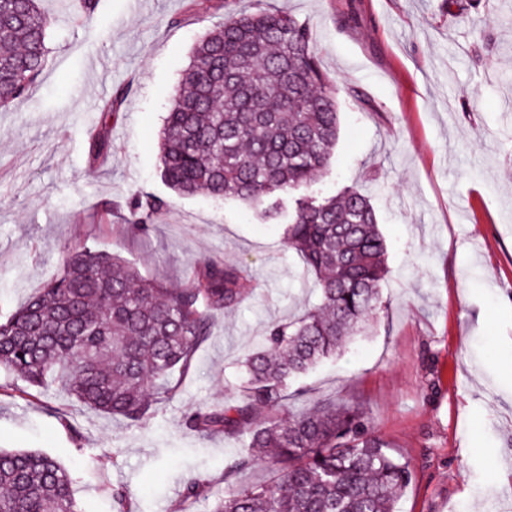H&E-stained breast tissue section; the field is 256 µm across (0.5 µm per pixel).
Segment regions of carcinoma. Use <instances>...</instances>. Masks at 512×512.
I'll list each match as a JSON object with an SVG mask.
<instances>
[{"mask_svg": "<svg viewBox=\"0 0 512 512\" xmlns=\"http://www.w3.org/2000/svg\"><path fill=\"white\" fill-rule=\"evenodd\" d=\"M42 0H0V106L23 99L46 61L52 17ZM336 88L320 70L308 23L271 8L229 10L193 48L160 136V176L183 196L231 194L270 220L283 197L329 168L339 138ZM111 153L105 129L90 140ZM165 204L130 202L128 228L144 234ZM286 247L316 278L317 304L267 326L244 361L237 391L217 408L198 407L182 425L200 435L265 450L269 478L235 488L255 463L247 452L224 466L223 491L206 475L189 478L180 512L213 499L211 512H396L412 481L409 462L369 434L349 403L295 412L288 387L336 355L381 304L386 246L370 200L355 188L318 202L297 198ZM256 291L243 267L208 258L167 287L87 245L64 257L36 295L0 321V367L15 391L57 386L71 401L140 426L153 403L179 388L217 318ZM70 471L35 451L0 450V512H80ZM115 512H138L129 492H112Z\"/></svg>", "mask_w": 512, "mask_h": 512, "instance_id": "carcinoma-1", "label": "carcinoma"}]
</instances>
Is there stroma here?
Returning a JSON list of instances; mask_svg holds the SVG:
<instances>
[{
	"label": "stroma",
	"instance_id": "35a3bbf8",
	"mask_svg": "<svg viewBox=\"0 0 512 512\" xmlns=\"http://www.w3.org/2000/svg\"><path fill=\"white\" fill-rule=\"evenodd\" d=\"M442 0H235L308 22L338 88L340 134L310 194L369 197L385 239L382 306L335 357L293 382V409L343 400L409 461L398 512H512V0H477L460 18ZM47 62L22 101L0 109V318L87 243L178 285L195 262L244 266L255 295L221 318L175 396L138 427L66 400L15 393L0 370V448L69 468L81 512H176L192 475L221 476L242 444L186 430L219 406L273 320L299 313L300 259L283 227L240 201L182 197L160 177L159 134L194 45L222 21L187 0H99L92 18L55 9ZM128 93L115 116L104 105ZM108 127L110 159L88 135ZM134 196L166 201L132 234Z\"/></svg>",
	"mask_w": 512,
	"mask_h": 512
}]
</instances>
